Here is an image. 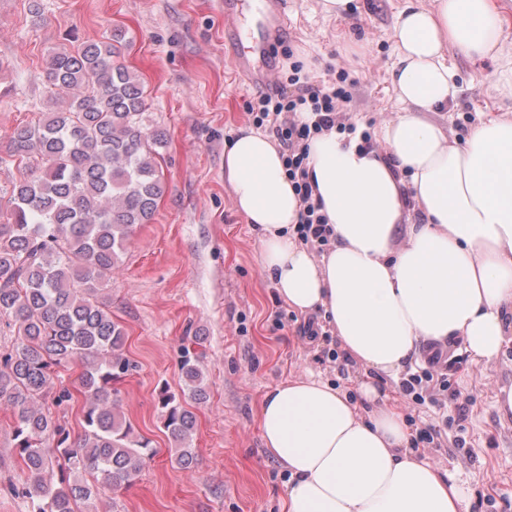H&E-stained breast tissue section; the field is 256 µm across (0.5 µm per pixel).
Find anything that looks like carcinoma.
Masks as SVG:
<instances>
[{
    "label": "carcinoma",
    "mask_w": 512,
    "mask_h": 512,
    "mask_svg": "<svg viewBox=\"0 0 512 512\" xmlns=\"http://www.w3.org/2000/svg\"><path fill=\"white\" fill-rule=\"evenodd\" d=\"M117 43L111 31L55 50L42 76L48 111L15 127L0 156V165L18 170L0 191V319L14 336L0 351V406L11 413L25 475L15 492L31 512L92 507L99 481L127 487L148 457L147 441L117 409L116 384L136 365L101 291L166 192L158 152L165 138L145 124L140 78ZM74 360L85 398L75 439L37 403ZM180 371L181 393L161 390L158 405L177 463L187 468L196 459V418L186 404L206 399L207 390L198 355L185 352Z\"/></svg>",
    "instance_id": "1"
}]
</instances>
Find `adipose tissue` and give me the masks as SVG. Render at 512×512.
Returning <instances> with one entry per match:
<instances>
[{
  "instance_id": "obj_1",
  "label": "adipose tissue",
  "mask_w": 512,
  "mask_h": 512,
  "mask_svg": "<svg viewBox=\"0 0 512 512\" xmlns=\"http://www.w3.org/2000/svg\"><path fill=\"white\" fill-rule=\"evenodd\" d=\"M406 0L393 29L399 107L378 148L328 131L309 142L308 180L334 232L315 254L294 233L301 202L271 138L244 127L224 147V179L257 233L258 260L288 305L321 313L344 352L393 379L424 343L461 341L479 368L512 343V118L490 114L464 144L426 112L447 107L448 48L498 57L492 88L512 99L493 0ZM422 213L410 222L406 207ZM367 413L321 376L270 387L261 437L287 469L284 512H468L457 473L410 449L398 408L362 383Z\"/></svg>"
}]
</instances>
